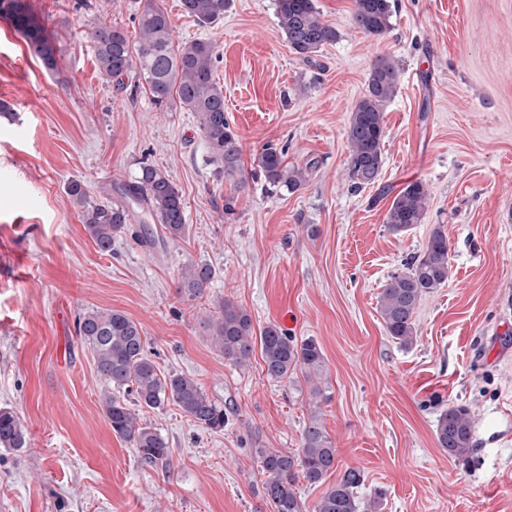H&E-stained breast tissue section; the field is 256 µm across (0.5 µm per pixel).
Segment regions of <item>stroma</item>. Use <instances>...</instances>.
<instances>
[{
    "mask_svg": "<svg viewBox=\"0 0 512 512\" xmlns=\"http://www.w3.org/2000/svg\"><path fill=\"white\" fill-rule=\"evenodd\" d=\"M150 2L168 13L174 44H215L238 176L225 177L178 102L156 107L133 76L121 88L101 80L90 31L105 23L137 37ZM24 3L59 55L46 73L0 17L10 110L0 115V408L26 437L0 449V512H269L255 451H298L315 411L337 468L323 483L298 481L309 510L354 468L359 497L380 495L379 512H512V0H392L381 39L354 27V0H315L338 38L310 63L289 49L274 0H230L211 28L180 0ZM380 57L397 68V93L380 178L357 189L345 130ZM269 144L310 166L295 193L259 173ZM145 163L182 194L187 233L152 244L126 234L100 252L69 183L100 204ZM414 181L429 191L425 219L392 234L385 214ZM437 229L449 279L421 301L406 349L384 330L379 293ZM200 264L216 276L193 297L179 282ZM225 299L254 329L315 338L330 399L314 407L299 374L267 379L260 357L225 361L210 323ZM91 309L125 312L161 373L195 378L224 409L218 432L172 404L143 412L170 443L169 471L143 467L106 419L109 388L76 331ZM451 405L474 423V451L460 460L435 440Z\"/></svg>",
    "mask_w": 512,
    "mask_h": 512,
    "instance_id": "1",
    "label": "stroma"
}]
</instances>
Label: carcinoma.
I'll return each instance as SVG.
<instances>
[{"label": "carcinoma", "mask_w": 512, "mask_h": 512, "mask_svg": "<svg viewBox=\"0 0 512 512\" xmlns=\"http://www.w3.org/2000/svg\"><path fill=\"white\" fill-rule=\"evenodd\" d=\"M226 0H182L186 14L199 26L208 28L224 19ZM276 15L288 46L306 62L321 48L336 41V28L325 22L314 0H275ZM0 14L26 41L30 51L48 71L57 69L58 47L22 0H0ZM390 0H355L352 21L364 34L381 38L390 30ZM139 44L131 50L126 32L101 26L91 33L100 74L110 82H122L131 73L144 80L154 103L160 105L172 95L180 107L195 114L199 130L214 159L232 177L240 169L237 135L224 116V92L214 79L216 47L207 39L180 46L173 44L169 16L148 0L138 22ZM398 74L395 65L379 58L373 64L367 89L353 108L346 129L348 169L356 187L374 184L383 165L382 147L386 137L385 107L395 96ZM270 184L288 192L299 189L307 169L288 166L284 153L266 146L256 158ZM119 199L93 205L82 211V222L99 250L112 251L113 238L128 225L150 219L160 224L163 239H176L186 230L185 205L169 175L144 164L131 181L114 185ZM428 191L420 182L403 187L393 198L385 215L387 229L402 234L422 223L427 212ZM448 237L432 232L424 252L392 274L380 292V313L386 334L408 348L416 342L414 315L424 296L445 286L450 273ZM216 276L214 268L201 264L184 269L180 288L195 297L204 295ZM213 319V339L224 359L244 367L260 352L261 370L266 378L281 382L298 371L312 384V395L327 400L320 376L324 355L314 338L301 341L279 325L269 323L254 335L251 316L229 299L218 305ZM77 333L95 355L98 375L112 389L134 394V405L105 396L103 410L112 432L135 448L145 466L168 469L169 443L160 433L141 423V412L160 409L168 403L179 407L198 426L207 430L224 428V409L206 394L200 384L184 374L159 373L147 352L142 327L120 310L93 309L77 319ZM473 422L462 407L450 406L440 414L435 435L438 447L449 457L461 459L473 451ZM25 444V430L19 417L0 409V447L19 449ZM270 512H307L296 492V479L310 484L323 482L336 470V448L324 431L317 414L310 416L297 452L257 450ZM363 482L360 471L347 470L327 487L312 512H360L361 502L354 489Z\"/></svg>", "instance_id": "1"}]
</instances>
